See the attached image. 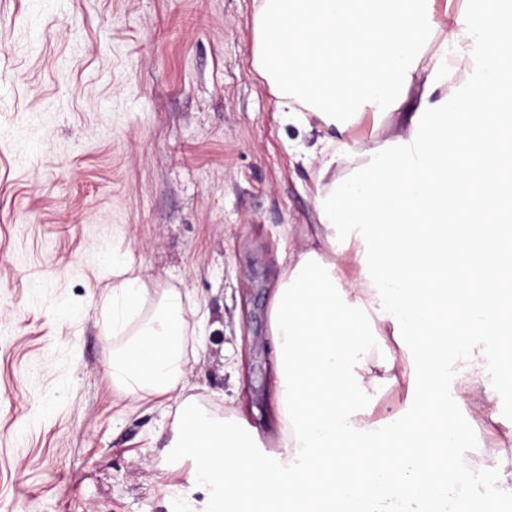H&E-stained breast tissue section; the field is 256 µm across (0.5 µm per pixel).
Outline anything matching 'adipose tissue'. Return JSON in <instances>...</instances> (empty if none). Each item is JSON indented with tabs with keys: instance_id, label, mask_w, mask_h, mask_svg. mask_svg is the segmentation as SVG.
Here are the masks:
<instances>
[{
	"instance_id": "1",
	"label": "adipose tissue",
	"mask_w": 512,
	"mask_h": 512,
	"mask_svg": "<svg viewBox=\"0 0 512 512\" xmlns=\"http://www.w3.org/2000/svg\"><path fill=\"white\" fill-rule=\"evenodd\" d=\"M254 3L256 71L286 121L303 128L314 118L321 131L314 147L295 148L316 168L318 222L289 251L270 296L267 404L284 465L243 462L252 427L241 412L219 416L182 398L196 339L180 291H166L129 331L145 292L130 265L100 298L103 333L124 338L112 385L135 401L175 402L169 445L192 461L187 485L167 488L176 512L297 501L316 512H447L438 475L448 449L470 445L464 428L436 416L449 377L480 386L489 416L503 406L474 339L512 329V241L500 224L512 133L499 120L512 108L503 90L512 10L506 0H464L446 17L436 0ZM367 116L394 121L398 134L364 149L349 143ZM390 336L407 359L386 347ZM397 376L408 382L404 409L371 420L375 393ZM196 486L207 488L204 501Z\"/></svg>"
}]
</instances>
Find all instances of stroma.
<instances>
[{
    "label": "stroma",
    "mask_w": 512,
    "mask_h": 512,
    "mask_svg": "<svg viewBox=\"0 0 512 512\" xmlns=\"http://www.w3.org/2000/svg\"><path fill=\"white\" fill-rule=\"evenodd\" d=\"M253 0H0V512H170L187 482L168 402L113 389L103 288L140 269L209 318L187 394L245 398L276 441L269 291L317 221L315 169L287 145L252 62ZM512 401V339L482 343ZM449 402L476 469L512 461V410Z\"/></svg>",
    "instance_id": "obj_1"
}]
</instances>
